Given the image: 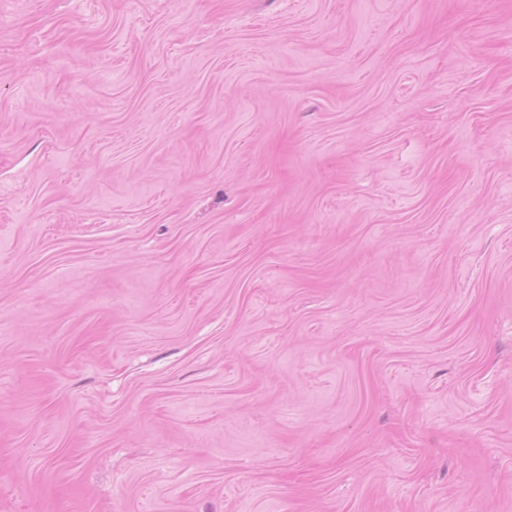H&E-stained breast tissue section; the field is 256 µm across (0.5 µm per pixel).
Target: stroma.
Returning <instances> with one entry per match:
<instances>
[{
    "label": "stroma",
    "instance_id": "stroma-1",
    "mask_svg": "<svg viewBox=\"0 0 512 512\" xmlns=\"http://www.w3.org/2000/svg\"><path fill=\"white\" fill-rule=\"evenodd\" d=\"M0 512H512V0H0Z\"/></svg>",
    "mask_w": 512,
    "mask_h": 512
}]
</instances>
